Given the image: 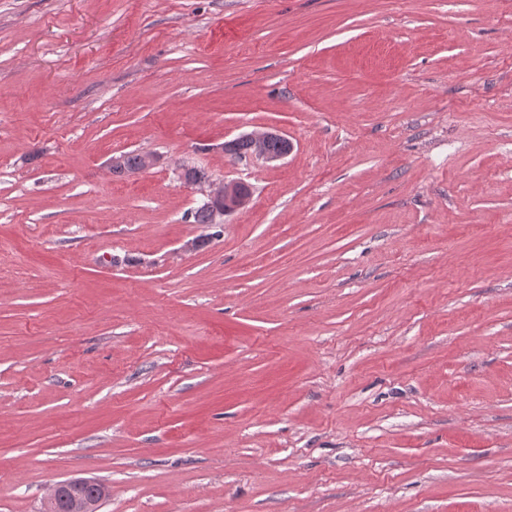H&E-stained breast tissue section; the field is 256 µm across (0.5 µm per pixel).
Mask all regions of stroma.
Segmentation results:
<instances>
[{"mask_svg": "<svg viewBox=\"0 0 512 512\" xmlns=\"http://www.w3.org/2000/svg\"><path fill=\"white\" fill-rule=\"evenodd\" d=\"M187 156L249 203L190 223ZM72 477L512 512V0H0V512ZM247 137L252 141L253 150L251 149L250 140L244 136H240L226 144L225 151L227 154L235 159H239L247 156L252 150V153L248 156L249 158H258L264 160L266 163H273L284 159L293 150V144L288 137L277 130L249 133ZM270 137L272 138L267 143L268 154L265 150V142ZM287 150L288 152H285Z\"/></svg>", "mask_w": 512, "mask_h": 512, "instance_id": "35a3bbf8", "label": "stroma"}]
</instances>
